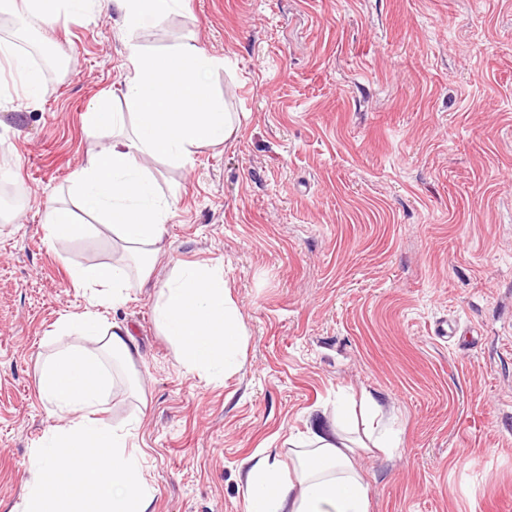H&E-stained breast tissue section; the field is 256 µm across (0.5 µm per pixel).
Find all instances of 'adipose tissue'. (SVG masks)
<instances>
[{
  "mask_svg": "<svg viewBox=\"0 0 512 512\" xmlns=\"http://www.w3.org/2000/svg\"><path fill=\"white\" fill-rule=\"evenodd\" d=\"M90 0H0V14L20 12L42 20L88 16ZM183 0H112L128 40L124 97L135 110L131 134L121 135L123 113L100 104L87 114L89 127L112 134L110 145L76 170V204L112 231L120 247L151 270L165 249L171 203L159 191L144 160L187 163L199 149L226 144L237 134L238 113L210 88V75L224 66L195 40L149 53L136 34L145 20H161ZM75 278L97 300L116 304L129 282L121 263L81 265ZM156 324L186 370L221 378L241 366L245 328L221 269L176 262L159 292ZM57 336H79L43 359L38 394L53 405L52 426L33 457L35 476L20 512H150L153 495L128 448L130 429L96 414L110 387L107 360L134 366L139 350L129 328L84 312L67 316ZM348 413L338 402L335 417L290 437L291 473L280 461L251 458L245 476V512H368L364 477L341 431Z\"/></svg>",
  "mask_w": 512,
  "mask_h": 512,
  "instance_id": "1",
  "label": "adipose tissue"
}]
</instances>
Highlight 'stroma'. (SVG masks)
<instances>
[{
	"mask_svg": "<svg viewBox=\"0 0 512 512\" xmlns=\"http://www.w3.org/2000/svg\"><path fill=\"white\" fill-rule=\"evenodd\" d=\"M21 53L61 68L38 101L0 71V512L23 498L57 416L37 392L59 318L98 310L130 329L135 381L114 369L102 419L131 429L152 512H244L243 463L287 460L289 436L372 394L391 455L352 438L369 512H512V0H186L139 43L192 38L243 113L229 144L146 166L172 204L148 280L94 307L76 267L120 254L112 232L48 246L51 200L111 144L86 112H120L117 17L22 14ZM223 268L247 333L242 368L187 372L154 307L175 261ZM457 335L441 336V322Z\"/></svg>",
	"mask_w": 512,
	"mask_h": 512,
	"instance_id": "35a3bbf8",
	"label": "stroma"
}]
</instances>
